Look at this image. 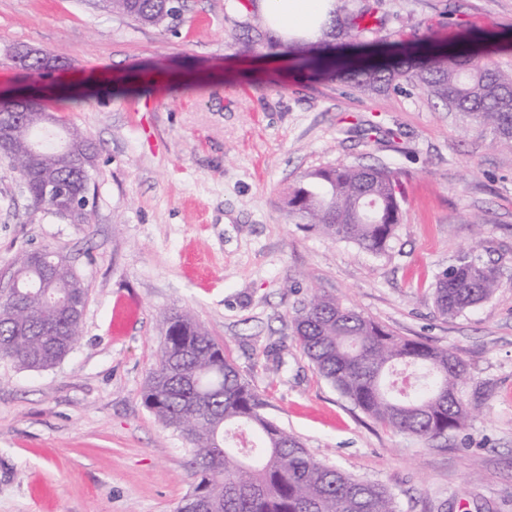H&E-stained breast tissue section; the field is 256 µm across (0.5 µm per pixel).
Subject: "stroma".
I'll return each instance as SVG.
<instances>
[{"label": "stroma", "mask_w": 512, "mask_h": 512, "mask_svg": "<svg viewBox=\"0 0 512 512\" xmlns=\"http://www.w3.org/2000/svg\"><path fill=\"white\" fill-rule=\"evenodd\" d=\"M375 50L462 32L512 42V0H381ZM238 0H187L145 26L99 0H0V90L41 88L98 147L92 218L33 210L0 160V280L21 252L66 256L88 289L78 343L28 371L0 361V512H178L194 478L185 441L142 392L181 311L208 329L262 414L317 459L394 494L399 512H512V152L403 84L368 95L245 50ZM30 45L65 65L29 75ZM398 172L401 216L385 252L289 216L302 174ZM494 266L490 299L454 317L437 275L463 253ZM467 366L464 429L429 443L377 425L322 378L293 317L312 293Z\"/></svg>", "instance_id": "1"}]
</instances>
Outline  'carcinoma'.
<instances>
[{
  "label": "carcinoma",
  "instance_id": "obj_1",
  "mask_svg": "<svg viewBox=\"0 0 512 512\" xmlns=\"http://www.w3.org/2000/svg\"><path fill=\"white\" fill-rule=\"evenodd\" d=\"M324 40L290 38L283 53L295 55L319 75L353 88L377 93L404 81L419 88L446 110L473 119L490 130L495 142L512 150V75H504L492 52L463 38L462 49L443 54L427 45L409 60L350 65L332 69L339 46H364L380 31L376 8L356 10L333 0ZM103 9L150 26L173 20L185 0H100ZM273 21L252 12L242 23L243 44L250 49L275 41ZM45 104L28 113L13 149L25 193L35 210L51 211L40 188V165L57 164L61 144L92 170L97 149L77 128L46 127ZM398 173L373 165L319 169L291 188L289 213L324 234L381 253L400 223ZM43 264L23 252L18 257V288L0 295V306L13 309L0 317V360L23 369L44 370L62 361L80 336L82 319L70 306L87 301L88 289L69 261L43 249ZM496 271L471 254L435 279L434 304L443 315H458L490 298ZM165 336L157 366L143 392L145 406L163 427L188 444L195 482L179 512H399L395 496L379 483L354 477L316 459L294 435L260 413L262 403L235 364L221 356L208 330L187 315H163ZM295 337L318 372L356 408L378 425L428 443L462 429L468 413L462 397L465 363L449 350L393 334L379 323L326 294H314L293 319ZM258 442L243 448L248 431Z\"/></svg>",
  "mask_w": 512,
  "mask_h": 512
}]
</instances>
